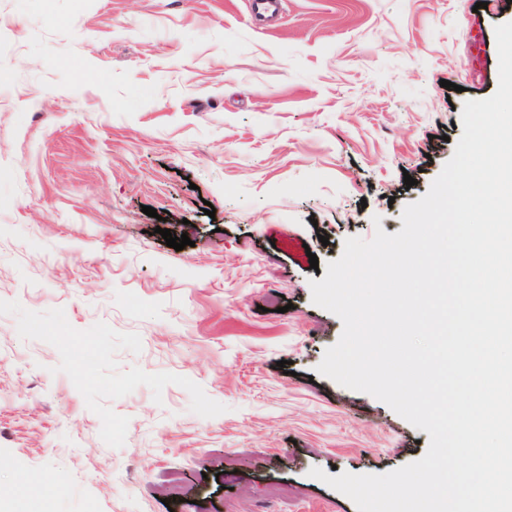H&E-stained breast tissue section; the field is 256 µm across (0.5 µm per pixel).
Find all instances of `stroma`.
<instances>
[{
  "label": "stroma",
  "instance_id": "stroma-1",
  "mask_svg": "<svg viewBox=\"0 0 512 512\" xmlns=\"http://www.w3.org/2000/svg\"><path fill=\"white\" fill-rule=\"evenodd\" d=\"M476 2L0 0V512H357L311 469L425 454L316 374L308 256L399 232L495 92Z\"/></svg>",
  "mask_w": 512,
  "mask_h": 512
}]
</instances>
